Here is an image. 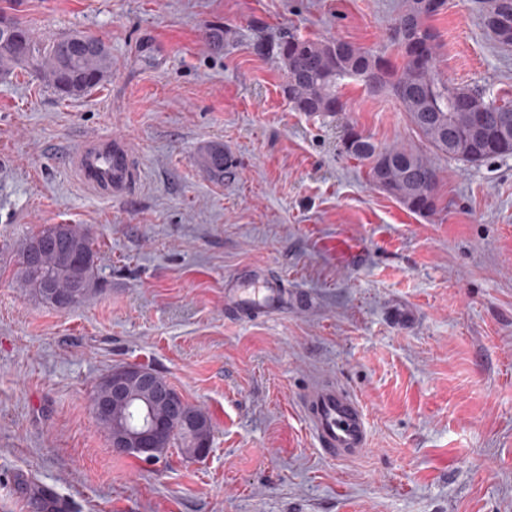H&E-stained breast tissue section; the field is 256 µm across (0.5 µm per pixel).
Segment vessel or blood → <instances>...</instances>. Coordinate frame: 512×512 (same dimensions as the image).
<instances>
[{
    "instance_id": "b4317fda",
    "label": "vessel or blood",
    "mask_w": 512,
    "mask_h": 512,
    "mask_svg": "<svg viewBox=\"0 0 512 512\" xmlns=\"http://www.w3.org/2000/svg\"><path fill=\"white\" fill-rule=\"evenodd\" d=\"M69 170L77 181L102 199L123 196L136 170L124 138L95 135L70 153ZM292 298L281 282L266 271L251 268L224 283V311L245 319L262 312H287ZM302 418L319 450L333 460L347 461L365 455L372 447L368 417L359 400L329 377L316 380L303 393Z\"/></svg>"
}]
</instances>
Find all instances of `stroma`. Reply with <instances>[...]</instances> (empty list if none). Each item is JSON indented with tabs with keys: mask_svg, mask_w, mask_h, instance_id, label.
Masks as SVG:
<instances>
[{
	"mask_svg": "<svg viewBox=\"0 0 512 512\" xmlns=\"http://www.w3.org/2000/svg\"><path fill=\"white\" fill-rule=\"evenodd\" d=\"M402 3L9 0L41 39L98 35L112 74L76 98L25 70L0 77V512H32L35 486L70 512H512V156L432 154L437 209L412 213L342 151L351 129L420 146L398 100L349 79L336 115L294 111L284 67L255 49L294 32L393 60ZM431 25L445 78L512 96V51L479 0H447ZM98 134L125 138L137 170L112 201L66 165ZM211 144L233 179L198 166ZM42 224L95 240L101 286L78 308L20 281ZM249 267L296 304L226 317L224 282ZM125 364L208 415L205 458L113 450L91 399ZM321 376L364 406L366 455L319 452L299 399Z\"/></svg>",
	"mask_w": 512,
	"mask_h": 512,
	"instance_id": "1",
	"label": "stroma"
}]
</instances>
